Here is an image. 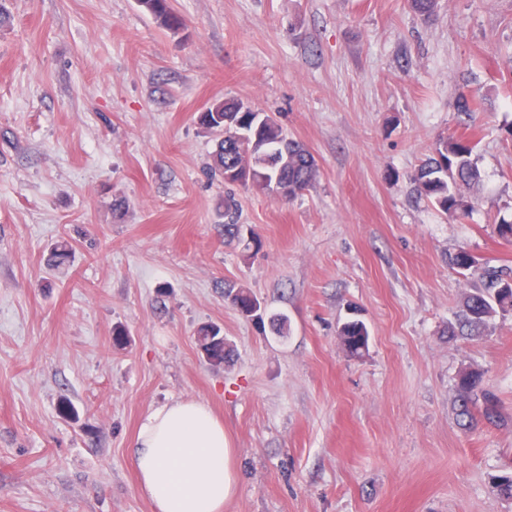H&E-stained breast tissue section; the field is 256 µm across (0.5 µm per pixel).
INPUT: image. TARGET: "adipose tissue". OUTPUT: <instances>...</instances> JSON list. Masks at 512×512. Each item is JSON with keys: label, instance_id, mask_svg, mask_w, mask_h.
I'll return each instance as SVG.
<instances>
[{"label": "adipose tissue", "instance_id": "obj_1", "mask_svg": "<svg viewBox=\"0 0 512 512\" xmlns=\"http://www.w3.org/2000/svg\"><path fill=\"white\" fill-rule=\"evenodd\" d=\"M140 493L154 512H224L236 492L224 423L197 399L150 410L133 443Z\"/></svg>", "mask_w": 512, "mask_h": 512}]
</instances>
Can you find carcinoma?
Instances as JSON below:
<instances>
[{"mask_svg":"<svg viewBox=\"0 0 512 512\" xmlns=\"http://www.w3.org/2000/svg\"><path fill=\"white\" fill-rule=\"evenodd\" d=\"M139 7L153 17L161 27L176 32L184 25L181 15L170 6L169 0H137ZM457 110L465 115L479 108L474 91L462 88L457 93ZM198 123L215 137L210 153V174L228 186H248L270 193L282 191V199L290 201L315 184L319 170L314 156L300 142L288 138L276 118L259 112L239 99L217 100L207 111L200 113ZM471 141L446 137L435 142L431 154L411 177L420 196L428 199L443 212L465 215L473 209L465 191L479 186L481 172L473 158ZM217 217L224 219V238L242 248L244 256L261 246L255 230L246 233L239 224V209L234 197H224L223 209ZM448 265L461 273L472 272L470 289L465 294L455 321L448 324V335L473 338L488 334L498 315L512 312V268L506 266L478 267L469 260L466 250L448 256ZM224 296L239 312L257 304L247 288L228 286ZM342 345L351 355H359L368 347L369 332L357 316L343 321L338 329ZM199 347L208 363L224 365L231 348L220 339V328L204 325L197 332ZM458 391L457 423L465 430L473 429L479 421L500 424L499 398L484 385L483 373L471 370L456 380Z\"/></svg>","mask_w":512,"mask_h":512,"instance_id":"cac0c4a2","label":"carcinoma"}]
</instances>
